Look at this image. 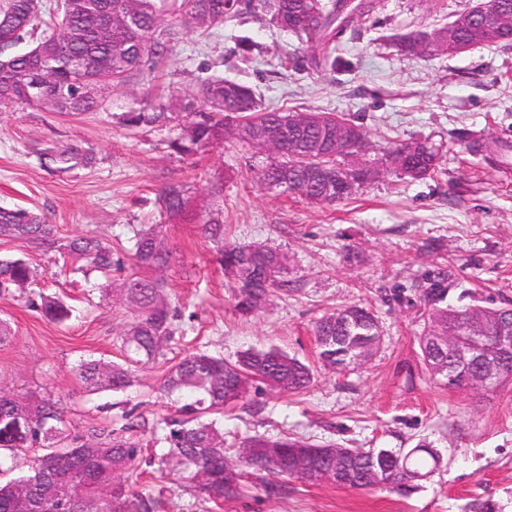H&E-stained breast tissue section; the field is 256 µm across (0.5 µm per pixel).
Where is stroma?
Here are the masks:
<instances>
[{"label": "stroma", "mask_w": 512, "mask_h": 512, "mask_svg": "<svg viewBox=\"0 0 512 512\" xmlns=\"http://www.w3.org/2000/svg\"><path fill=\"white\" fill-rule=\"evenodd\" d=\"M474 2L376 0L372 14L337 39L335 55L350 67L334 73L293 66L305 46L255 10L208 36L177 28L158 68L109 91L97 111L69 117L0 108V207L43 214L63 243L94 232L113 252L103 273L63 249L0 239V254L33 269L25 288L0 293V320L12 331L0 345V390L59 400L63 436L74 446L120 429L125 418L153 424L168 414L163 362L137 368L119 392L88 390L75 374L83 359L121 361L119 337L131 312L117 293L131 273L128 239L158 224L174 255L166 292L180 311L168 357L200 350L231 359L274 345L314 373L301 393L263 389L226 411V448L237 451L259 435L399 455L423 445L440 458L405 494L270 475L246 478L238 498L204 507L188 484L172 485L167 512H479L485 503L512 512V387L448 390L419 346L428 318L419 291L437 273L448 275L449 305L512 301V46L407 57L391 44L452 22ZM214 73L251 87L264 106L355 120L374 159L391 140L431 138L442 148L441 168L419 181L388 171L349 201L313 206L259 189L253 168L262 156L246 143L230 138L179 158L167 146L176 124L120 123L121 113L171 95L191 98ZM476 139L484 150L473 154L467 144ZM69 145L93 151V164L53 165L49 154ZM170 181L196 188L199 216L165 220L156 197ZM212 182L223 183V197L207 194ZM203 215L223 220L225 242L285 253L290 290L259 311L239 312ZM42 296L65 302L69 319L51 322L32 308ZM353 304L372 308L380 343L365 363L325 368L314 324Z\"/></svg>", "instance_id": "35a3bbf8"}]
</instances>
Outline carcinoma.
<instances>
[{"label":"carcinoma","mask_w":512,"mask_h":512,"mask_svg":"<svg viewBox=\"0 0 512 512\" xmlns=\"http://www.w3.org/2000/svg\"><path fill=\"white\" fill-rule=\"evenodd\" d=\"M272 20L281 25L297 12L308 14L306 26L289 32L310 51L305 59L317 72H334L342 61L332 48L344 31L338 21L341 0H268ZM252 0L239 7L225 8V0H62L49 12L36 0H0V39L14 32L36 40L20 54L0 51V106L24 104L47 112L81 115L100 106L101 85L109 80L118 86L134 73L153 71L165 58L175 36V26L205 32L224 24L245 10ZM197 105L181 110L171 103L158 112H127L123 123L129 128L177 121L182 133L169 143L172 153L190 157L204 147L232 137L251 143L258 135H272L281 155H269L256 170V183L264 189L293 193L304 177L303 160L291 158L296 150L321 159L327 168L343 177L351 174L355 143L348 152L336 156V114L319 110L284 112L265 107L254 91L224 78L208 77L196 89ZM409 141L394 140L383 151L384 163L395 154H406L401 174L415 180L433 176L439 168L440 149L423 140L420 150L409 153ZM59 168L91 162L89 153L74 147L53 153ZM193 190L181 182H171L158 193L160 209L171 219L191 213ZM297 197L312 205L342 203L352 194L340 196L336 181L313 180ZM204 233L219 245L217 260L225 274L237 284L236 308L252 313L263 308L277 290L288 286V257L266 245L224 243V224L201 219ZM0 238L26 240L38 248L52 250L58 238L54 225L40 213L26 208L0 209ZM65 249L91 266L112 268V248L97 235L87 232L65 245ZM133 273L125 283L124 301L133 311V320L120 336L124 360L104 363L81 361L76 374L91 390L118 391L129 386L132 372L142 364L164 357L172 341L178 317L165 294L164 278L154 274L166 269L173 252L161 230L151 227L135 236L131 247ZM30 266L21 258L0 256V290L20 287L31 278ZM447 278L438 274L420 296L429 309L423 336L435 333L454 346L471 351L475 358L494 360L490 308L479 304L451 306L445 303ZM54 322L69 317V309L58 300L40 297L30 302ZM313 333L318 358L325 367H334L346 356L364 352L369 336L378 335L377 319L368 307L351 305L321 317ZM313 378L312 368L300 359L275 348L251 347L229 361L220 355L196 351L169 367L163 380L166 394L174 398L175 411L163 419L166 450L144 454L138 443L123 432L78 448L60 445L64 415L52 397L28 398L0 394V450L17 458L34 447L44 453L26 461V470L17 477L0 481V512H86L95 504L96 512H160L165 507L163 490L144 494L137 489L147 468L161 479L175 476L194 484L196 496L204 503H218L239 494L242 472L229 462L224 448V428L211 418L247 398L251 388L262 385L278 392L305 389ZM243 447L254 452L238 458L250 474H282L269 467L274 454L288 457V450L305 448L316 465L321 445L263 436L248 438ZM382 450L368 449L352 465V474L343 486L364 489L393 485L407 491L405 470L420 473L435 461L429 451L417 453L395 464L381 461ZM28 486L19 499L12 487Z\"/></svg>","instance_id":"carcinoma-1"}]
</instances>
